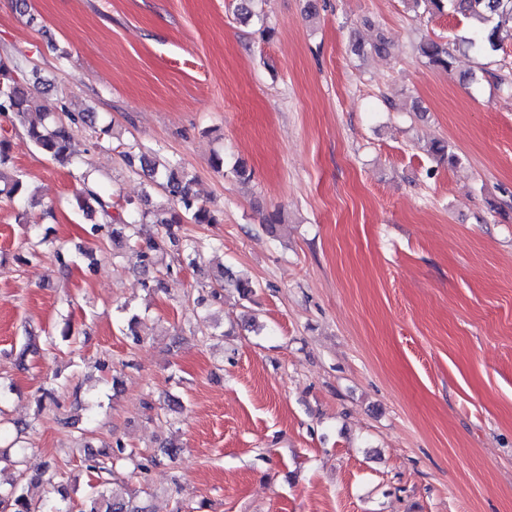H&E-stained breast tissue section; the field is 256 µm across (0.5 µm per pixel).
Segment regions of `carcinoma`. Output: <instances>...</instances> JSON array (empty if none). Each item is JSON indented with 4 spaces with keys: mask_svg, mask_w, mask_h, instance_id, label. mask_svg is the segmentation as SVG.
Returning <instances> with one entry per match:
<instances>
[{
    "mask_svg": "<svg viewBox=\"0 0 512 512\" xmlns=\"http://www.w3.org/2000/svg\"><path fill=\"white\" fill-rule=\"evenodd\" d=\"M409 9L416 13L436 15L446 11L459 14L471 21L467 35L461 37V42L481 55H492L501 49L499 40L500 29L512 25V0H405ZM420 57L425 63L444 71L453 67L455 56L449 50L448 44L425 39L417 46ZM11 115L12 123L19 125L35 147L46 157L64 162L71 158L73 142L78 125L95 128L96 113L73 112L68 107L62 108V114L43 111L26 85L25 80H19L10 75L8 65L0 60V114ZM430 152L436 156L448 157V163H458L459 157L452 150L448 141L438 139L430 147ZM127 167L136 171L147 172L150 187L158 191L164 198V203L149 208H141L134 202H128L127 216L115 215L109 211L110 204L92 187L88 186L89 173L83 174L85 189L75 198V205L87 218L100 213L105 224L91 225V233L97 234L104 226H112V241L138 240L141 238L143 226L156 224L160 226L165 238L170 244L182 249V261L194 267L199 256L196 241L180 234L181 224L189 219L196 224H216L218 219L205 206L198 202L193 193L192 184L195 177L186 169L169 163L158 165L144 153L127 151L124 154ZM0 196L13 199L23 197L24 201L33 203L26 183L16 171L10 167L9 144L0 140ZM136 266L141 269L146 278L143 285L154 291L168 288L166 279L150 275L163 259L162 246L150 239L133 252ZM233 286L239 296L247 301L256 294L255 285L247 276H235L224 271V280L208 285L211 300L219 304L223 302L226 286ZM123 454L121 444L116 447L101 448L97 454L87 459L86 468L91 472L102 473L109 470L114 459ZM41 483L40 478L34 477L25 486L12 485L7 489L0 488V505L6 504L12 512H70L65 500L52 497L35 499L31 488ZM79 512H139L132 504V499H126L118 494H109L101 489L87 498L81 504Z\"/></svg>",
    "mask_w": 512,
    "mask_h": 512,
    "instance_id": "cac0c4a2",
    "label": "carcinoma"
}]
</instances>
